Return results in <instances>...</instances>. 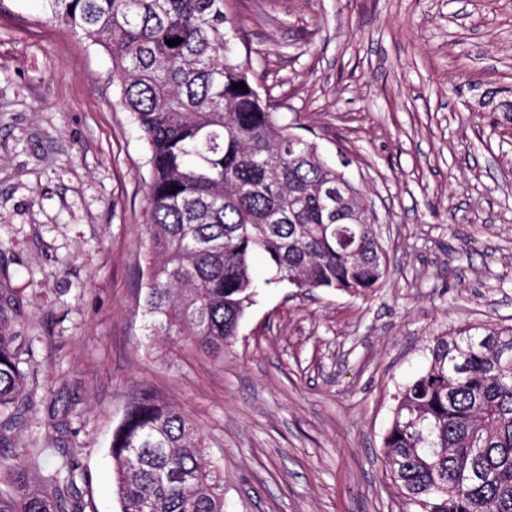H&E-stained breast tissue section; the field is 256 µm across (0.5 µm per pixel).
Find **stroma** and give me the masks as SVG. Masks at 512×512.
<instances>
[{
    "mask_svg": "<svg viewBox=\"0 0 512 512\" xmlns=\"http://www.w3.org/2000/svg\"><path fill=\"white\" fill-rule=\"evenodd\" d=\"M283 122L372 203L389 269L365 295L259 287L223 362L144 313L148 151L101 47L0 0V286L36 377L12 444L36 486L73 453L120 512L112 432L138 389L192 415L224 512H405L383 462L430 337L512 326V0H227Z\"/></svg>",
    "mask_w": 512,
    "mask_h": 512,
    "instance_id": "stroma-1",
    "label": "stroma"
}]
</instances>
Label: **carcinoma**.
Instances as JSON below:
<instances>
[{
  "instance_id": "obj_1",
  "label": "carcinoma",
  "mask_w": 512,
  "mask_h": 512,
  "mask_svg": "<svg viewBox=\"0 0 512 512\" xmlns=\"http://www.w3.org/2000/svg\"><path fill=\"white\" fill-rule=\"evenodd\" d=\"M44 2L50 21L111 56L112 84L148 146L144 308L168 345L224 359L256 295L257 254L274 283L354 295L382 286L386 251L352 223L371 206L357 193L324 203L345 174L296 140L252 84L224 0ZM14 310L0 288L1 448L28 386L8 330ZM429 353L383 440L391 480L416 512H512V327L435 336ZM110 457L120 512H224L192 415L149 390L126 404ZM13 459L0 452V512H86L73 457L40 489Z\"/></svg>"
}]
</instances>
